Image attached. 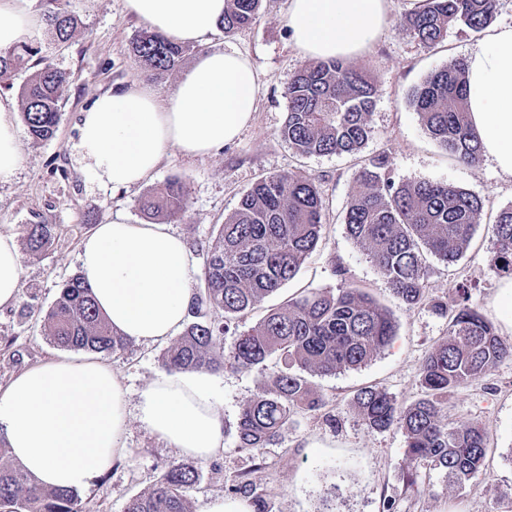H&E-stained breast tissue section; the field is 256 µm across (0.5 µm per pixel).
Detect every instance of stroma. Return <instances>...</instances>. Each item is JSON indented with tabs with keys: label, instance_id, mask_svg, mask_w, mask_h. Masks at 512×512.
<instances>
[{
	"label": "stroma",
	"instance_id": "35a3bbf8",
	"mask_svg": "<svg viewBox=\"0 0 512 512\" xmlns=\"http://www.w3.org/2000/svg\"><path fill=\"white\" fill-rule=\"evenodd\" d=\"M78 21L65 44L41 30L33 41L40 55L65 73L61 116L55 136L36 142L26 127L18 129L21 165L0 183V228L15 233L23 274L19 302L0 309V392L20 371L58 354L47 338L43 316L56 300L61 284L78 274L81 241L115 217L141 224L140 201L151 186L178 179L189 200L187 210L168 217L171 229L186 240L197 269L191 281L200 292V275L208 246L219 224L234 212L243 194L261 177L297 171L318 182L326 200L322 239L297 276L239 323L254 326L267 312L302 289H336L347 282L367 289L388 307L397 323L390 345L367 365L309 381L325 399L316 412L293 416L276 444L261 452L239 447L228 433L224 449L200 462V481L190 492L191 512H203L209 498L231 493L234 479L248 474L270 512H383L384 500L394 512H512V359L500 362L487 376L450 392L445 420L459 425L478 423L490 434L485 466L463 489L450 488L430 463L415 467L416 489H405L402 467L406 439L398 428L370 429L355 413L358 389L378 386L408 406L422 398L420 368L428 350L448 334V317L431 307L405 309L392 296L386 278L366 252L351 240L341 222L355 186L357 161L345 155H297L278 132L287 112V88L306 60L291 45L286 14L288 0H261L252 24L227 36L216 31L203 44L191 46L179 69L146 76L131 51L145 26L124 9V0H64ZM411 0H393L390 21L376 45L350 59L378 87L370 117L372 135L362 149L369 156L386 151L398 180L447 182L485 202L473 239L452 268L432 262L428 282L433 297L450 300L455 284L468 283L470 301L512 343V328L501 319L496 299L504 276L489 268L492 223L496 213L512 205V180L501 176L489 160L475 166L459 164L425 131L408 103L409 93L430 72L466 57L476 33L449 30L445 40L425 47L400 25ZM236 48L247 53L262 79L258 109L238 139L215 155L188 158L171 152L161 160L149 182L130 189L101 183L79 149L81 114L105 92L134 83L158 92L171 91L202 50ZM46 224L50 243L30 251L26 229ZM160 343L129 342L115 355L103 356L123 380L129 405H136L148 385L165 375ZM211 391L223 404L224 416L236 423L242 408L266 389L260 374L231 365L208 372ZM127 452L88 487L79 489L83 512H124L129 500L150 491L168 464L178 457L137 421L124 435Z\"/></svg>",
	"mask_w": 512,
	"mask_h": 512
}]
</instances>
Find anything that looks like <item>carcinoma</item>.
I'll list each match as a JSON object with an SVG mask.
<instances>
[{
    "instance_id": "obj_1",
    "label": "carcinoma",
    "mask_w": 512,
    "mask_h": 512,
    "mask_svg": "<svg viewBox=\"0 0 512 512\" xmlns=\"http://www.w3.org/2000/svg\"><path fill=\"white\" fill-rule=\"evenodd\" d=\"M260 0H225L220 28L230 34L248 26ZM499 0H421L401 21L421 43H440L453 27L484 30L494 19ZM43 18L60 43L68 42L76 18L63 0H43ZM143 70L161 74L175 70L187 47L153 31L132 42ZM38 50L26 43L0 50V82ZM39 68L21 91L22 119L30 137L51 139L60 120L61 90L66 74L39 59ZM466 63L454 60L429 73L409 96L428 134L458 162L475 166L482 160L481 142L468 123ZM288 113L278 136L300 155H358L369 137V117L377 87L364 71L340 60L312 61L288 85ZM357 187L342 223L348 236L367 251L405 307L428 305L449 316L448 336L433 346L420 369L424 397L403 407L382 388L366 386L354 396L353 407L365 424L377 431L396 425L406 438L403 481L416 484L414 465L430 462L462 487L484 466L490 436L477 424L451 425L443 419L448 392L488 375L512 359V343L470 303L468 285H455L451 302L429 296L430 267L424 252L445 267L463 255L484 209L481 198L441 182L397 181L387 152L361 160ZM188 198L177 180L152 188L141 200L149 218L173 216L186 210ZM326 209L315 180L296 172L261 178L242 196L238 209L226 217L209 247L202 272L205 288L196 298L194 317L202 308L224 310V325L192 322L162 354L168 371H212L224 366L223 335L231 324L255 309L265 297L294 279L322 235ZM490 267L512 275V206L498 211L493 226ZM51 239L46 224H30L27 242L33 252ZM46 335L58 347L115 354L127 339L114 332L95 305L91 288L80 275L62 283L44 314ZM396 320L363 288L341 286L336 292L308 290L270 310L247 331L233 332L231 364L240 370L268 374L264 395L240 414L237 434L241 447L256 452L275 442L300 411H317L322 397L310 386L309 375H332L369 363L395 336ZM194 463L174 461L159 484L133 497L124 512H191L187 492L198 482ZM232 492L248 498L254 512H269L266 498L244 477ZM0 512H80L73 490L43 486L0 449Z\"/></svg>"
}]
</instances>
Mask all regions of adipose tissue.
I'll return each mask as SVG.
<instances>
[{"label": "adipose tissue", "instance_id": "obj_1", "mask_svg": "<svg viewBox=\"0 0 512 512\" xmlns=\"http://www.w3.org/2000/svg\"><path fill=\"white\" fill-rule=\"evenodd\" d=\"M225 0H124L126 12L176 43L203 41L224 16ZM392 0H289L290 41L304 57L349 59L386 28ZM37 17L20 0H0V48L34 37ZM261 83L241 51L201 54L168 94L144 84L98 96L83 112L80 151L115 188L145 182L169 150L207 157L234 143L253 119ZM470 122L484 157L512 178V24L492 28L467 57ZM21 163L13 101L0 97V182ZM80 273L114 330L142 343L183 328L193 301L191 252L165 224L98 225L84 238ZM22 265L13 233L0 230V308L18 302ZM185 457L206 460L224 447L223 408L206 375L162 376L129 406L110 365L58 355L18 373L0 392V436L40 483L80 489L125 448L129 419Z\"/></svg>", "mask_w": 512, "mask_h": 512}]
</instances>
